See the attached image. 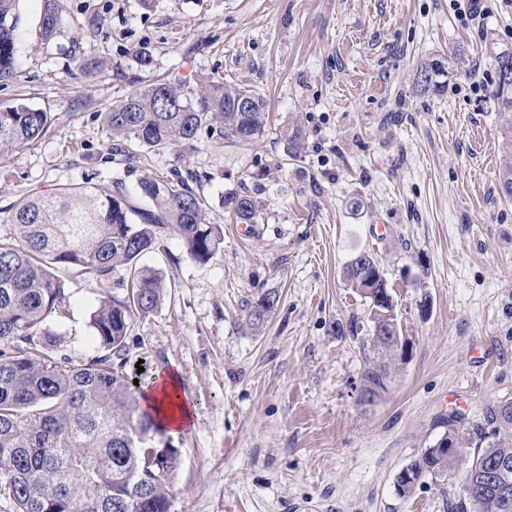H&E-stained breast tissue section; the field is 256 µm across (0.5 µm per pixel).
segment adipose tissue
<instances>
[{
	"label": "adipose tissue",
	"instance_id": "ef3b65f1",
	"mask_svg": "<svg viewBox=\"0 0 512 512\" xmlns=\"http://www.w3.org/2000/svg\"><path fill=\"white\" fill-rule=\"evenodd\" d=\"M142 408L171 435H183L195 427V407L182 396L176 371L158 373L144 386Z\"/></svg>",
	"mask_w": 512,
	"mask_h": 512
}]
</instances>
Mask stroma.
<instances>
[{"mask_svg": "<svg viewBox=\"0 0 512 512\" xmlns=\"http://www.w3.org/2000/svg\"><path fill=\"white\" fill-rule=\"evenodd\" d=\"M60 35L37 33L43 0H18L19 73L0 105L50 112L47 132L0 162V233L31 190H111L172 169L197 172L224 241L208 262L180 239L145 263L175 287L134 318L129 366L139 381L177 368L196 406L189 434L163 435L181 467L171 512H448L456 482L425 476L406 496L397 477L458 411L472 423L512 401V200L499 191V116L482 81L483 39L512 43V0H489L470 24L451 0H57ZM148 49L151 66L136 50ZM454 70L440 94H420L421 61ZM100 60L102 74L77 59ZM205 77L257 91L265 130L247 144L201 135L195 149H113L103 114L160 78ZM301 116L305 147L289 155L279 130ZM263 204L236 224L225 193ZM380 263L412 349L385 390L365 402L360 338L369 302L343 279L358 252ZM68 315L53 354L81 365L101 355L89 325L94 277L64 273ZM279 301L259 329L247 306Z\"/></svg>", "mask_w": 512, "mask_h": 512, "instance_id": "stroma-1", "label": "stroma"}]
</instances>
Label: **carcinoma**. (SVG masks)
<instances>
[{"mask_svg":"<svg viewBox=\"0 0 512 512\" xmlns=\"http://www.w3.org/2000/svg\"><path fill=\"white\" fill-rule=\"evenodd\" d=\"M16 0H0V81L16 77L20 34ZM62 28L56 0H44L38 32L45 42ZM495 74L492 98L504 125V148L512 154V44H485ZM433 58L420 65L415 86L423 94L446 85L433 80ZM265 100L253 90L205 77L186 88L160 80L112 105L104 123L114 139L151 151L192 147L204 131H218L230 143H247L265 126ZM50 115L27 104L0 107V159L39 139ZM288 153L302 148L305 133L293 119L282 130ZM194 177L179 171L170 179L143 178L132 197L118 183L100 193L67 186L50 194H29L10 218L13 233L0 236V492L15 512H170L168 488L179 470L178 455L152 453L162 429L140 411L136 375L126 370L132 319L152 313L168 283L163 273L141 263L178 236L188 257L203 263L224 241L208 220L206 200L193 189ZM499 189L512 199V161L499 173ZM222 205L241 224H255L254 197L229 192ZM77 266L93 275L101 299L90 327L107 354L73 366L50 349L59 339L48 322L66 316L65 282L59 269ZM347 283L368 299L369 325L378 336L361 338L369 367L365 395L373 397L390 376L381 356L405 358L389 322L396 309L379 296L391 294L378 261L361 251L345 267ZM279 299L274 289L251 305L257 328ZM475 447L459 477L456 512H512V402L490 408L485 424L448 415L444 433L397 478L403 495L424 475L445 481L456 476L458 457L443 450Z\"/></svg>","mask_w":512,"mask_h":512,"instance_id":"obj_1","label":"carcinoma"}]
</instances>
